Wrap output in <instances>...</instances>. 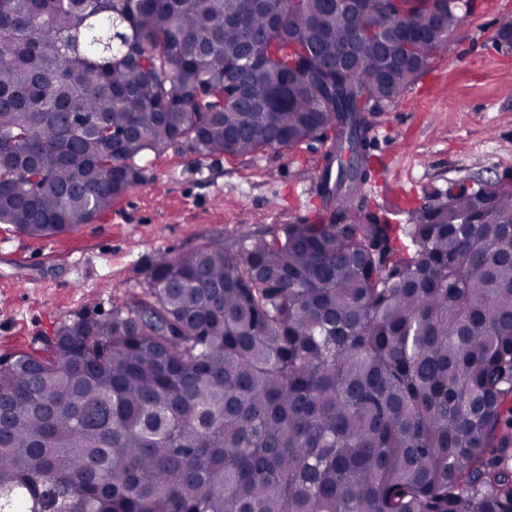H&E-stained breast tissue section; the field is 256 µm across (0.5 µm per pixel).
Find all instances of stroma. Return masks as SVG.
I'll list each match as a JSON object with an SVG mask.
<instances>
[{"mask_svg": "<svg viewBox=\"0 0 512 512\" xmlns=\"http://www.w3.org/2000/svg\"><path fill=\"white\" fill-rule=\"evenodd\" d=\"M446 48L370 131L383 209L512 176V50L494 44L512 0H467ZM324 140L244 156L180 145L139 157L143 179L109 211L51 238L0 224V357L27 349L63 318L109 313L139 288L142 268L207 239L272 233L314 218Z\"/></svg>", "mask_w": 512, "mask_h": 512, "instance_id": "1", "label": "stroma"}]
</instances>
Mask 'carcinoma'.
Here are the masks:
<instances>
[{
	"mask_svg": "<svg viewBox=\"0 0 512 512\" xmlns=\"http://www.w3.org/2000/svg\"><path fill=\"white\" fill-rule=\"evenodd\" d=\"M459 8L0 0V224L25 235L90 223L148 151L333 133L317 219L161 256L111 313L0 358V512H512V181L403 224L362 194L368 113ZM373 25L412 37L357 41Z\"/></svg>",
	"mask_w": 512,
	"mask_h": 512,
	"instance_id": "1",
	"label": "carcinoma"
}]
</instances>
